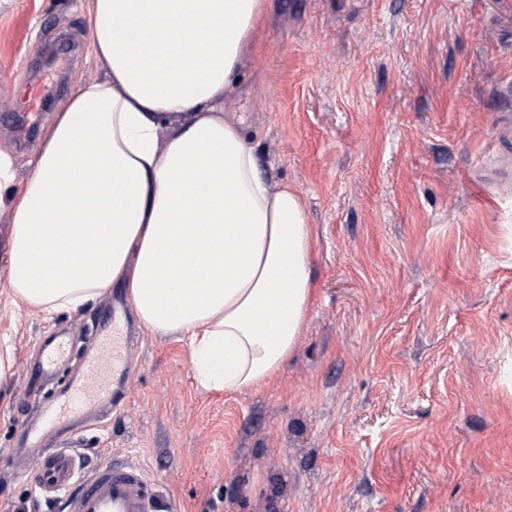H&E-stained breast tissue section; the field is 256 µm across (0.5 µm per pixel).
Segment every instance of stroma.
Returning <instances> with one entry per match:
<instances>
[{"mask_svg":"<svg viewBox=\"0 0 512 512\" xmlns=\"http://www.w3.org/2000/svg\"><path fill=\"white\" fill-rule=\"evenodd\" d=\"M60 34L73 49L28 145L0 122V252L56 112L106 71L91 0H0V93ZM258 49L264 70H244L229 109L315 229L295 352L260 389L212 393L188 339L142 333L124 406L80 428L76 453L141 465L175 512H512V190L491 175L512 0H269ZM104 306L50 317L0 287V512H60L8 457L71 371L30 388L24 357Z\"/></svg>","mask_w":512,"mask_h":512,"instance_id":"stroma-1","label":"stroma"}]
</instances>
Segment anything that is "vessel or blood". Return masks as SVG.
<instances>
[{
    "label": "vessel or blood",
    "instance_id": "1",
    "mask_svg": "<svg viewBox=\"0 0 512 512\" xmlns=\"http://www.w3.org/2000/svg\"><path fill=\"white\" fill-rule=\"evenodd\" d=\"M127 319L121 297L105 307V322L93 325L84 348H76L71 337L51 336L39 344L40 358L27 366L28 377L49 376L65 363L76 364L68 386L47 399L24 432L31 447H41L44 436L57 430L66 419L83 415L98 406H117L124 398L129 377L131 336L120 335ZM80 460L68 448L47 450L34 469L17 470L40 496L65 493V512H171L164 492L153 485L142 467L131 462L100 464L85 478H78Z\"/></svg>",
    "mask_w": 512,
    "mask_h": 512
}]
</instances>
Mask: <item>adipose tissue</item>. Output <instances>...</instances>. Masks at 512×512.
Instances as JSON below:
<instances>
[{
	"label": "adipose tissue",
	"mask_w": 512,
	"mask_h": 512,
	"mask_svg": "<svg viewBox=\"0 0 512 512\" xmlns=\"http://www.w3.org/2000/svg\"><path fill=\"white\" fill-rule=\"evenodd\" d=\"M265 13V0H94L105 76L57 112L0 254L6 288L48 314L122 284L147 331L189 337L206 391L274 378L315 292L303 199L262 177L225 110L240 69L264 66Z\"/></svg>",
	"instance_id": "ef3b65f1"
}]
</instances>
